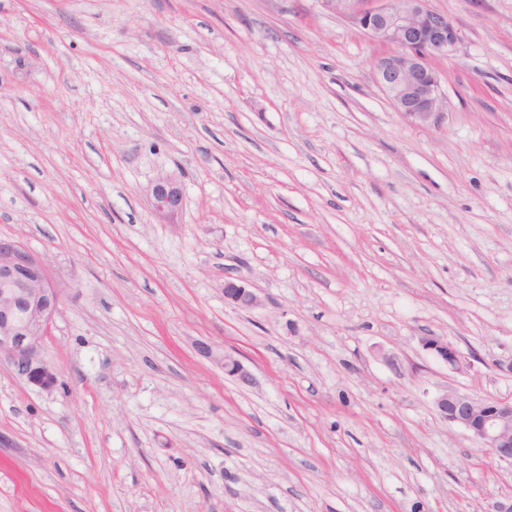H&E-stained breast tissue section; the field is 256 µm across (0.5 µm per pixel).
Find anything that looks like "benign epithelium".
Wrapping results in <instances>:
<instances>
[{
	"label": "benign epithelium",
	"mask_w": 512,
	"mask_h": 512,
	"mask_svg": "<svg viewBox=\"0 0 512 512\" xmlns=\"http://www.w3.org/2000/svg\"><path fill=\"white\" fill-rule=\"evenodd\" d=\"M354 27L390 51L377 58L376 75L394 108L417 123H427L439 112L440 80L431 65L458 49L461 36L453 20L434 10L430 0H326ZM157 214L178 211L183 194L178 182L158 178L151 189ZM224 302L252 309L261 297L243 278L224 281ZM61 295L43 264L21 245L0 241V363H7L26 384L52 392L60 384L56 367L42 355V341L59 311ZM423 347L452 369L461 355L436 336L422 339ZM198 351L214 356L202 342ZM216 357V356H214ZM224 373L242 384L253 382L251 371L231 353L216 357ZM437 416L465 430L484 453L512 464V398H475L446 392L435 399Z\"/></svg>",
	"instance_id": "obj_1"
}]
</instances>
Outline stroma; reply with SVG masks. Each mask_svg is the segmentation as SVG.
Masks as SVG:
<instances>
[{
  "mask_svg": "<svg viewBox=\"0 0 512 512\" xmlns=\"http://www.w3.org/2000/svg\"><path fill=\"white\" fill-rule=\"evenodd\" d=\"M431 5L462 42L417 124L324 0H0V240L61 294L60 387L0 365V512L512 497V464L434 408L512 397V0ZM238 277L261 306L225 304ZM152 205L160 216H170L182 205L183 194L178 182L168 176L159 177L151 189ZM423 347L432 352L438 359L452 369H457L461 363L459 351L436 336H425L422 339ZM198 351L206 356L213 357L224 368V373L230 377L235 378L242 384L249 385L253 382V375L251 371L244 365V363L231 353L224 352L222 356H216L210 344L205 342L198 344Z\"/></svg>",
  "mask_w": 512,
  "mask_h": 512,
  "instance_id": "35a3bbf8",
  "label": "stroma"
}]
</instances>
